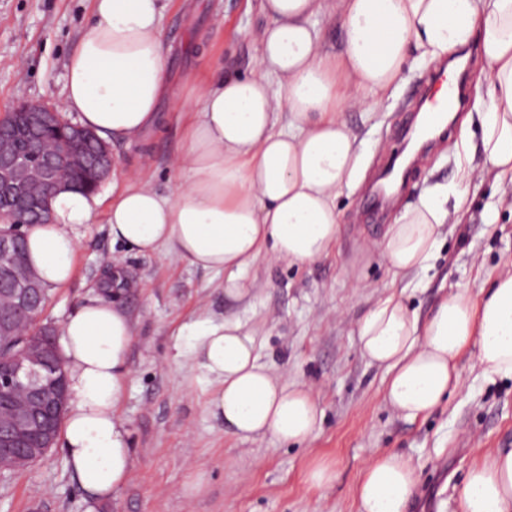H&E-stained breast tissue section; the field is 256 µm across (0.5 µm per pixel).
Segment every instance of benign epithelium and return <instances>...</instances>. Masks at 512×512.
Returning a JSON list of instances; mask_svg holds the SVG:
<instances>
[{
    "mask_svg": "<svg viewBox=\"0 0 512 512\" xmlns=\"http://www.w3.org/2000/svg\"><path fill=\"white\" fill-rule=\"evenodd\" d=\"M58 121L57 109L32 101L23 102L6 117H0V210L6 205L19 210L29 215V224L51 223L47 198L69 187L56 177L61 164L68 162L79 168L88 183L99 186L115 162L103 142L91 157L80 152L62 154L38 149V142L58 128ZM62 138L80 147L95 135L70 123L62 130ZM22 238L24 232L17 228L0 229V254L13 251ZM0 292L16 302L19 312L32 318L40 315L47 301L23 273H11L0 285ZM8 363L9 372L0 375V395L15 389L22 392V397L13 400L10 416L0 420V460L13 450L38 460L56 439L61 415L70 399L67 385L51 389L43 383L46 367L64 368L63 357L55 336L47 329L27 336L9 355Z\"/></svg>",
    "mask_w": 512,
    "mask_h": 512,
    "instance_id": "7a95c632",
    "label": "benign epithelium"
}]
</instances>
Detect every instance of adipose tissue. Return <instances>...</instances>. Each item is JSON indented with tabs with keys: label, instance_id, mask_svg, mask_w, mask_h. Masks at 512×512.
I'll return each instance as SVG.
<instances>
[{
	"label": "adipose tissue",
	"instance_id": "ef3b65f1",
	"mask_svg": "<svg viewBox=\"0 0 512 512\" xmlns=\"http://www.w3.org/2000/svg\"><path fill=\"white\" fill-rule=\"evenodd\" d=\"M94 17L66 64L60 107L100 137L138 140L162 99L190 113L187 143L172 161L178 183L159 192L140 171L113 166L112 199L63 190L53 221L33 225L28 257L48 288L73 276L78 229L105 211L113 244L224 274L232 303L250 295L244 270L259 256L291 264L322 259L340 235L336 197L360 176L362 143L342 114L396 89L407 64L477 45L482 65L472 104L482 130L480 166L460 142L458 180L420 195L387 226L380 254L393 277L427 268L445 225L461 223L473 175L512 186V0H263L266 24L250 75H213L194 100L170 96L162 25L168 0H93ZM321 17L336 18L340 52L326 50ZM180 335L214 385L207 406L233 436L302 443L320 427L310 390L260 363L238 317L203 316ZM133 321L120 299L88 296L58 342L70 404L59 431L66 464L93 502L116 498L132 477L130 431L120 413L130 375ZM362 354L386 376L385 399L409 420L461 385L469 346L487 377L512 378V270L480 302L465 290L419 319L395 294L358 326ZM417 486L409 461L380 453L354 489L358 512H407ZM460 512H512V448L470 468Z\"/></svg>",
	"mask_w": 512,
	"mask_h": 512
}]
</instances>
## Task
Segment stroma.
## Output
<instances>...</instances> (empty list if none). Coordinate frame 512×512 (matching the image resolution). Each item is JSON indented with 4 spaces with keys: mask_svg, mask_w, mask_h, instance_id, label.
<instances>
[{
    "mask_svg": "<svg viewBox=\"0 0 512 512\" xmlns=\"http://www.w3.org/2000/svg\"><path fill=\"white\" fill-rule=\"evenodd\" d=\"M91 17V0H0V115L23 101L60 104L67 59ZM261 0H170L162 38L174 95L190 98L212 73H248L257 54L252 32L264 25ZM438 64L406 71L395 94L375 111L353 110L345 119L364 141L365 175L342 189L336 205L342 231L322 260L306 265L259 258L243 273L251 287L236 314L255 332L261 362L274 374L310 385L324 417L318 433L302 444L267 436L240 440L207 411L213 384L197 366L187 341L175 333L208 311L223 313L224 277L160 257L126 255L130 283L122 297L135 323L131 374L121 404L134 452L131 481L114 500L92 505L68 469L60 447L29 467L0 477V512H357L354 487L376 453L402 455L415 469L417 496L409 512H460L469 469L496 449L512 445V379L484 377L476 349L458 368L462 385L428 415L410 421L384 402L385 376L360 350L357 329L386 285L426 316L445 295L481 286L512 269V202L492 178L468 187L462 223L445 228L426 270L392 280L376 249L402 206L435 185L457 178L453 147L468 138L481 145L478 117L462 107L447 135L416 159L404 190L393 196L381 221L366 213L364 198L403 148L398 129L416 109L415 99ZM159 125L133 143L116 141L117 163L142 170L161 191L175 188L171 167L183 145L186 118L169 100L158 105ZM497 205L499 219L484 214ZM118 250L105 213L79 230L76 272L48 293L39 325L61 329L95 292ZM329 466L334 480L312 488L315 465Z\"/></svg>",
    "mask_w": 512,
    "mask_h": 512,
    "instance_id": "35a3bbf8",
    "label": "stroma"
}]
</instances>
